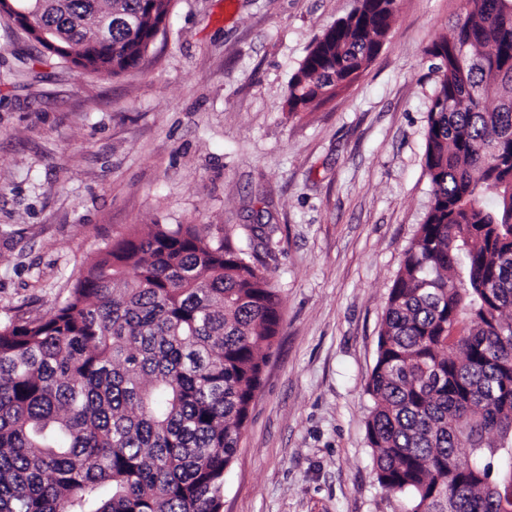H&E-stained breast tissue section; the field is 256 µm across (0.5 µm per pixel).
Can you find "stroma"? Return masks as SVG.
<instances>
[{
    "label": "stroma",
    "mask_w": 512,
    "mask_h": 512,
    "mask_svg": "<svg viewBox=\"0 0 512 512\" xmlns=\"http://www.w3.org/2000/svg\"><path fill=\"white\" fill-rule=\"evenodd\" d=\"M356 0H171L138 69L101 79L0 17V321L47 316L113 237L207 224L266 266L283 324L224 512H406L365 420L388 291L422 223L435 87L461 0H399L382 49L298 114L288 83Z\"/></svg>",
    "instance_id": "obj_1"
}]
</instances>
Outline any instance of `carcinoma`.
<instances>
[{
  "label": "carcinoma",
  "instance_id": "cac0c4a2",
  "mask_svg": "<svg viewBox=\"0 0 512 512\" xmlns=\"http://www.w3.org/2000/svg\"><path fill=\"white\" fill-rule=\"evenodd\" d=\"M169 2L14 5L54 58L111 78L138 66ZM396 8L359 0L328 29L288 111L349 87ZM426 54L432 198L388 292L366 437L408 512H512V0H462ZM281 325L266 268L229 235H117L48 316L0 322V512H223Z\"/></svg>",
  "mask_w": 512,
  "mask_h": 512
}]
</instances>
